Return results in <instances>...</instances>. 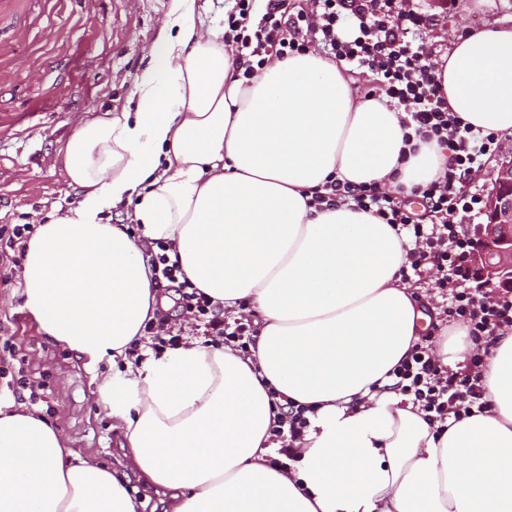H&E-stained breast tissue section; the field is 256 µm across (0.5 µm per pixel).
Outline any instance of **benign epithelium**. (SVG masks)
Masks as SVG:
<instances>
[{"instance_id": "obj_1", "label": "benign epithelium", "mask_w": 512, "mask_h": 512, "mask_svg": "<svg viewBox=\"0 0 512 512\" xmlns=\"http://www.w3.org/2000/svg\"><path fill=\"white\" fill-rule=\"evenodd\" d=\"M485 223L477 226L469 256L473 275L493 287L512 288V148L502 152L488 193Z\"/></svg>"}]
</instances>
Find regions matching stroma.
I'll return each mask as SVG.
<instances>
[{
	"label": "stroma",
	"instance_id": "1",
	"mask_svg": "<svg viewBox=\"0 0 512 512\" xmlns=\"http://www.w3.org/2000/svg\"><path fill=\"white\" fill-rule=\"evenodd\" d=\"M436 25L420 38L441 55L454 37L486 24L512 25V0H417ZM169 0H9L0 6V228L36 224L77 205L62 164L75 122L134 108L136 75L148 60ZM21 247L0 238V388L28 402L70 448L124 475L139 512H164L160 494L127 460L112 419L96 401L83 360L54 343L24 306L16 270Z\"/></svg>",
	"mask_w": 512,
	"mask_h": 512
}]
</instances>
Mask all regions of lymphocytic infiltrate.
I'll return each instance as SVG.
<instances>
[{"mask_svg":"<svg viewBox=\"0 0 512 512\" xmlns=\"http://www.w3.org/2000/svg\"><path fill=\"white\" fill-rule=\"evenodd\" d=\"M286 2L267 0L257 22L252 19L253 0H236L228 14L226 38L247 51L242 63L244 77L263 69L268 54H304L310 42H317L336 60L372 72L381 91L403 112L405 141L416 138L448 150L443 176L412 191L421 199L424 213L414 212L405 201L389 196L377 185L337 180L328 182L324 192L314 193L313 203L332 205L351 198L359 209L372 212L395 232L410 238L414 247L408 253L407 267L400 270L402 281L418 275L421 266L435 267L438 288L449 293L445 311L449 323L465 327L473 340L512 331L511 288H494L478 295L462 285L469 273L465 262L473 248L462 220L477 212L481 202L479 195L467 191L466 183L470 173L480 167L482 156L497 151L500 144L494 135L473 133L450 111L432 75L436 64L431 53L411 37L412 32L432 25V16L404 8L402 0H314L316 9L309 14L291 12ZM349 22L356 31L347 38L342 28ZM427 215L432 218L428 224L423 221ZM166 250L162 244L146 252L156 287L177 286L187 311L203 324L213 344H235L243 350L254 344L257 331L251 322H227L223 307L183 280L179 265L169 260ZM392 375V390L413 396L432 422L467 417L488 406L482 359L477 354L464 370L455 372L417 344ZM310 411V406L286 401L271 426V438L280 442V452L286 458H293L292 442L308 426Z\"/></svg>","mask_w":512,"mask_h":512,"instance_id":"obj_1","label":"lymphocytic infiltrate"}]
</instances>
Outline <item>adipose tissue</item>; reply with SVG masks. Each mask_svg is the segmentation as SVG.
I'll use <instances>...</instances> for the list:
<instances>
[{
    "label": "adipose tissue",
    "instance_id": "1",
    "mask_svg": "<svg viewBox=\"0 0 512 512\" xmlns=\"http://www.w3.org/2000/svg\"><path fill=\"white\" fill-rule=\"evenodd\" d=\"M201 24L197 0H170L137 110L77 121L63 166L82 197L25 243L27 310L91 368L131 469L169 512H512V332L483 355L488 409L427 421L387 389L430 323L398 275L406 249L354 202L309 203L333 179L427 184L446 151L408 152L400 113L356 97L319 54L234 76L224 28ZM435 75L463 123L512 138V26L456 37ZM123 206L126 223H111ZM155 241L225 310L260 315L249 353L191 339L131 354L166 302L145 255ZM278 393L315 408L284 468L269 463ZM0 512L138 505L0 396Z\"/></svg>",
    "mask_w": 512,
    "mask_h": 512
}]
</instances>
